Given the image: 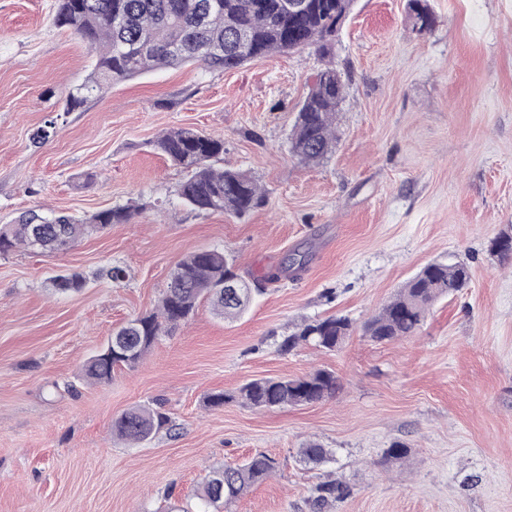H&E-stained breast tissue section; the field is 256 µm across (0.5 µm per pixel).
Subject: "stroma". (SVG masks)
<instances>
[{
	"instance_id": "1",
	"label": "stroma",
	"mask_w": 512,
	"mask_h": 512,
	"mask_svg": "<svg viewBox=\"0 0 512 512\" xmlns=\"http://www.w3.org/2000/svg\"><path fill=\"white\" fill-rule=\"evenodd\" d=\"M54 4L0 0V224L139 212L63 253L0 256V512H200L209 472L260 454L274 474L230 512H311L312 488L329 480L351 494L328 512H512V262L489 251L512 229V0H427L423 33L407 0H354L333 58L338 142L318 166L288 143L325 65L316 48L228 72L156 69L68 112L92 57L54 26ZM177 127L223 137L225 166L251 175L265 204L242 218L184 208L182 171L151 147ZM213 247L257 287L243 317L201 304L111 382L84 381V361L157 304L176 264ZM436 260L467 263L469 288L412 336H364ZM106 266L123 280L98 279ZM75 270L85 288L56 293L51 278ZM331 315L355 326L338 350L279 352L301 321ZM317 368L340 388L314 405L207 404ZM156 403L171 430L137 445L113 437L115 418ZM311 441L333 460L300 459ZM395 442L408 452L387 460Z\"/></svg>"
}]
</instances>
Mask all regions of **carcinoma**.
<instances>
[{
  "label": "carcinoma",
  "instance_id": "carcinoma-1",
  "mask_svg": "<svg viewBox=\"0 0 512 512\" xmlns=\"http://www.w3.org/2000/svg\"><path fill=\"white\" fill-rule=\"evenodd\" d=\"M285 0H56L54 25L67 29L94 51L91 71L70 90L65 110L73 112L104 89L157 68L201 64L210 70L231 71L246 62L277 53L315 46L325 56L336 42V18L349 15L353 0H307L298 15H290ZM413 26L432 27L434 17L426 0H408ZM345 84L336 68H321L301 101L289 135V150L299 162L318 165L336 149V117ZM152 146L184 173L177 196L182 206L199 212L222 213L241 218L260 207L265 194L247 173L222 166L224 139L194 128H177L160 135ZM134 216L128 206H113L89 217L50 212L32 215L15 224H0V255L20 248L32 250L39 234L44 250L63 252L93 231L127 224ZM242 287L244 300L224 298V281ZM85 278L73 272L51 280L61 293L77 291ZM470 282V269L461 262L436 261L409 279L381 310L363 325L364 335L385 344L412 335L424 322L433 304L461 292ZM252 288L236 272L227 251L198 249L188 253L172 271L157 307L138 315L112 332L121 350L99 351L82 366L83 377L109 383L121 366H134L162 337L169 336L194 315L207 300L214 313L226 320L240 318L248 310ZM353 331L342 316L305 320L281 344L283 353L311 345L323 351L341 347ZM340 387L336 374L327 369L295 377H265L243 384L236 393H212L207 402L222 406L237 400L244 405L274 410L304 406L333 397ZM168 424L157 409L137 407L112 422L118 438L140 444ZM308 463L323 464L331 451L311 442L300 450ZM275 471L274 459L257 455L235 466L213 471L199 497L213 508L230 505L252 485ZM350 495L339 482H325L314 490L316 512L328 503Z\"/></svg>",
  "mask_w": 512,
  "mask_h": 512
}]
</instances>
